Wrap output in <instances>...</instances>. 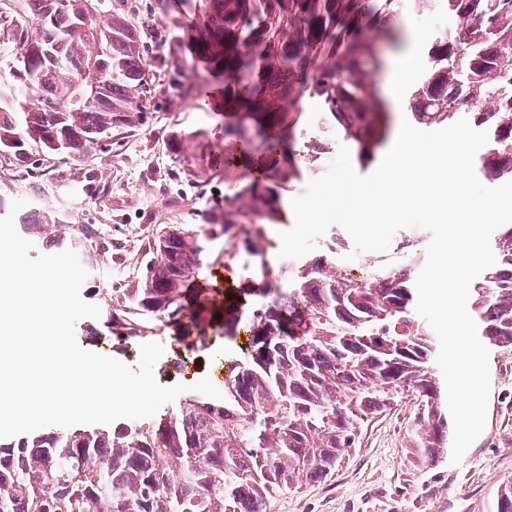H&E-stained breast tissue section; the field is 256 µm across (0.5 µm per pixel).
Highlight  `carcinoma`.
<instances>
[{
	"instance_id": "carcinoma-1",
	"label": "carcinoma",
	"mask_w": 512,
	"mask_h": 512,
	"mask_svg": "<svg viewBox=\"0 0 512 512\" xmlns=\"http://www.w3.org/2000/svg\"><path fill=\"white\" fill-rule=\"evenodd\" d=\"M453 28L433 37L429 68L410 88L418 124L466 118L488 131L475 171L512 181V0H439ZM433 0H181L160 2L163 55L150 54L125 0H0V158L37 167L42 155L80 161L112 130H133L161 98L179 106L224 88L238 120L224 135L261 139L265 161L228 188L201 231L178 228L148 244L133 288L115 289L107 322L129 335L155 319L185 324V285L210 243L264 258L263 225L311 169L319 146L283 147L270 122L308 97L370 161L390 115L381 106L378 52L399 40L406 11ZM163 67L164 81L148 79ZM35 206L23 232L56 224ZM496 263L470 288L481 336L512 347V226L491 242ZM247 291L275 299L253 312L251 349L229 366L224 400L195 396L159 425L48 433L0 442V512H266L275 495L336 472L357 425L415 393L410 462L448 455L447 395L432 370L438 340L416 312L411 273L377 265L365 282L319 260L284 285ZM492 512H512V483Z\"/></svg>"
}]
</instances>
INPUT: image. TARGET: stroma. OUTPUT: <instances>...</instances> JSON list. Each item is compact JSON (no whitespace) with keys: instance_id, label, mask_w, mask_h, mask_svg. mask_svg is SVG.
Returning <instances> with one entry per match:
<instances>
[{"instance_id":"35a3bbf8","label":"stroma","mask_w":512,"mask_h":512,"mask_svg":"<svg viewBox=\"0 0 512 512\" xmlns=\"http://www.w3.org/2000/svg\"><path fill=\"white\" fill-rule=\"evenodd\" d=\"M224 114L211 101L151 112L135 131L113 132L73 162L52 156L45 162L49 176L42 183L13 179L14 167L0 164V195L37 203L67 214L57 231L65 239L89 246L93 263L81 296L101 311L112 306L114 291L134 285L143 263V250L167 225L198 228L212 206L223 203L227 184L238 177L226 167L220 177L206 172L214 153L224 148ZM184 133L183 151L191 172L167 153L171 131ZM427 231H397L387 258L412 274L427 260ZM224 242H216L203 260L190 298L200 304L196 325L177 327L147 324L139 339L124 343L114 334L91 335L88 319L75 326L85 349L138 367L142 337L161 343L164 353L154 374L160 384L193 385L210 378L223 387L231 360L247 354L251 345L249 316L257 297L243 293L251 279L242 259L228 260ZM238 321L226 329L224 314ZM203 335L205 345L193 350L190 368H175L186 336ZM491 396L486 426L460 464L443 461L431 467L407 460L405 432L416 412L413 395L401 394L391 409L362 424L356 445L345 453L338 470L324 481L281 493L267 512H491L502 484L512 482V347L490 350Z\"/></svg>"}]
</instances>
